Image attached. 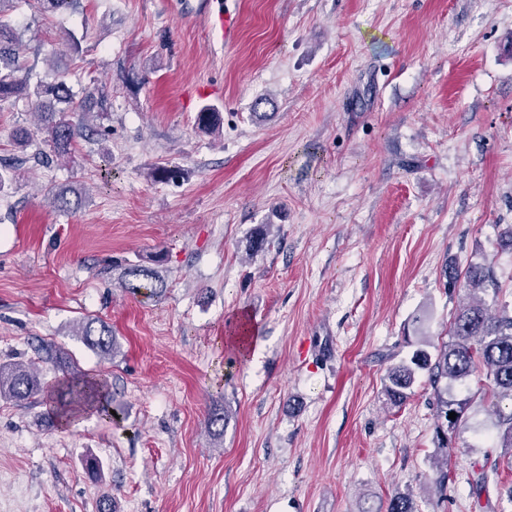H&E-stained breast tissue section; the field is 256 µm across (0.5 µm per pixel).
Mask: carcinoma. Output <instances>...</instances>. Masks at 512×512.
Returning a JSON list of instances; mask_svg holds the SVG:
<instances>
[{
	"instance_id": "1",
	"label": "carcinoma",
	"mask_w": 512,
	"mask_h": 512,
	"mask_svg": "<svg viewBox=\"0 0 512 512\" xmlns=\"http://www.w3.org/2000/svg\"><path fill=\"white\" fill-rule=\"evenodd\" d=\"M20 0H0V101H27L39 118L38 130L45 135L44 143L57 159L71 157L76 139L83 136L87 125L71 119V113L101 114L112 107L108 91L95 83L73 91L64 79L59 66L51 68L54 77L39 76L28 68L20 54L26 30L17 29L6 21L18 8ZM43 14H59L70 9L74 0H34ZM222 113L210 105H204L195 116L196 127L205 130L220 128ZM176 166L162 165L153 169L157 182H170L179 178ZM52 201L59 211L79 207L82 196L72 187L52 191ZM122 284L132 294L145 292L152 298H161L167 288L165 278L155 267L131 264L122 273ZM450 285L468 293L448 325L451 342L431 356L424 348L417 349L409 361L391 368L387 375L386 393L395 404L408 398L416 376L421 372L429 375L434 389L436 408V439L438 447H448V435L455 433L466 423L468 401L448 395V385L466 380L478 371L489 380L491 395L512 401V303L503 301L498 312L491 313L478 291L492 290L499 296L501 288L488 268L470 264L463 272H456ZM78 336L89 348L102 357L112 354V329L105 322L89 319L80 325ZM44 390L41 369L33 362L0 365V399L25 401ZM97 405L101 415L112 418V397L107 379L90 377L72 370L66 373L53 397V414L64 423L71 422L83 406ZM456 413L455 419L449 413ZM224 408L211 410L207 417L210 434L224 437ZM500 432L494 444L506 450V467H512V412L499 414ZM500 460L473 465L469 482L470 496L478 509H484L481 498L487 492L492 478L499 476ZM388 512H417L413 499L395 492L388 504Z\"/></svg>"
}]
</instances>
